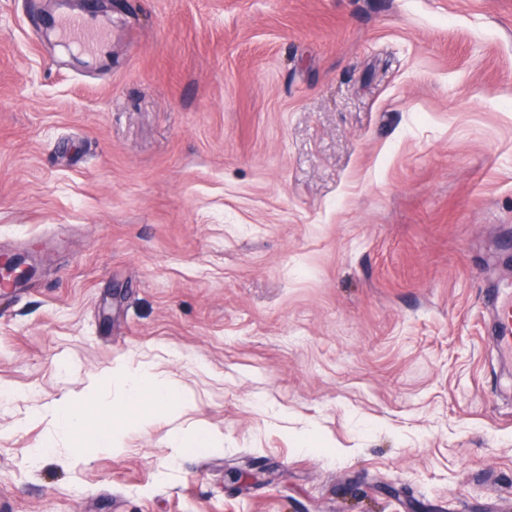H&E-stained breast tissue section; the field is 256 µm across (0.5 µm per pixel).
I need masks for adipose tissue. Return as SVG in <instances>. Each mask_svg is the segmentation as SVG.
<instances>
[{
    "mask_svg": "<svg viewBox=\"0 0 512 512\" xmlns=\"http://www.w3.org/2000/svg\"><path fill=\"white\" fill-rule=\"evenodd\" d=\"M111 386L118 394L108 400L104 394ZM188 404L162 375L121 364L93 382L85 399H57L37 417L53 426L56 440L83 455L122 448L130 434L145 431L154 419Z\"/></svg>",
    "mask_w": 512,
    "mask_h": 512,
    "instance_id": "1",
    "label": "adipose tissue"
}]
</instances>
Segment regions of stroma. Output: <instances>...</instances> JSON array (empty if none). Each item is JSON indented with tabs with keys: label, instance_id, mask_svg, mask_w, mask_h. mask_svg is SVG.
<instances>
[{
	"label": "stroma",
	"instance_id": "obj_1",
	"mask_svg": "<svg viewBox=\"0 0 512 512\" xmlns=\"http://www.w3.org/2000/svg\"><path fill=\"white\" fill-rule=\"evenodd\" d=\"M3 253L0 512H512V0H0ZM120 361L192 406L48 447ZM54 24L80 46L85 47L90 43H95L101 48L105 44V35L101 29L90 25L82 16L69 17L65 22L59 19L54 21ZM1 279L20 278L28 279L35 273L33 266L29 265L20 256H5L0 262ZM495 311L494 343L501 354L512 357V294L494 292L491 296Z\"/></svg>",
	"mask_w": 512,
	"mask_h": 512
}]
</instances>
